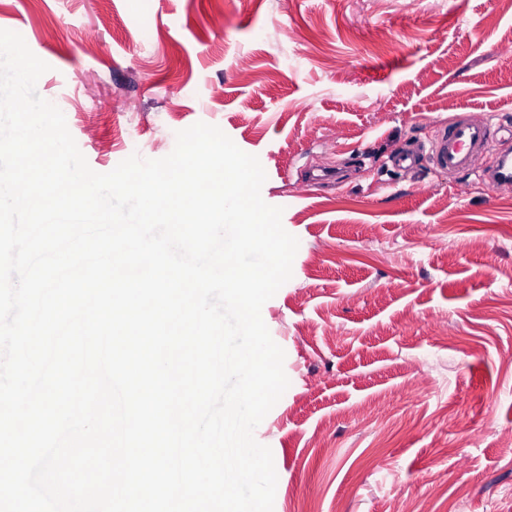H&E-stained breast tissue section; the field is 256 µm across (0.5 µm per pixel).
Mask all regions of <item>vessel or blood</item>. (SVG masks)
Masks as SVG:
<instances>
[{"label":"vessel or blood","mask_w":512,"mask_h":512,"mask_svg":"<svg viewBox=\"0 0 512 512\" xmlns=\"http://www.w3.org/2000/svg\"><path fill=\"white\" fill-rule=\"evenodd\" d=\"M490 146L489 123L484 115L459 113L448 129L431 141L428 155L442 173L455 176L481 171L488 182L501 186L512 183V148L499 150L487 160Z\"/></svg>","instance_id":"b4317fda"}]
</instances>
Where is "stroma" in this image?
<instances>
[{"label": "stroma", "instance_id": "obj_1", "mask_svg": "<svg viewBox=\"0 0 512 512\" xmlns=\"http://www.w3.org/2000/svg\"><path fill=\"white\" fill-rule=\"evenodd\" d=\"M0 29L96 172L200 121L259 158L299 240L261 311L273 512L512 505V193L393 164L464 110L512 136V0H0ZM329 141L345 180L302 187Z\"/></svg>", "mask_w": 512, "mask_h": 512}]
</instances>
